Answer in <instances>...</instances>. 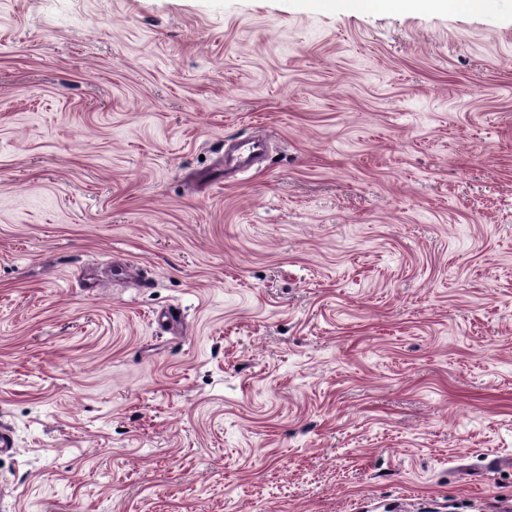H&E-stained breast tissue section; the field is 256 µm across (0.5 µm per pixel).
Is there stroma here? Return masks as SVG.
<instances>
[{"mask_svg":"<svg viewBox=\"0 0 512 512\" xmlns=\"http://www.w3.org/2000/svg\"><path fill=\"white\" fill-rule=\"evenodd\" d=\"M0 427V512L512 506V0H0ZM317 2L323 9L336 5V2H345L351 11L362 13L376 10L382 2H392L394 8L402 10L412 9L419 2H435L441 9L461 13L483 11L489 5L488 0H317ZM235 151L239 156L237 158L240 165L247 167L253 157L263 152L266 146L265 136L256 134L251 138L234 143Z\"/></svg>","mask_w":512,"mask_h":512,"instance_id":"stroma-1","label":"stroma"}]
</instances>
